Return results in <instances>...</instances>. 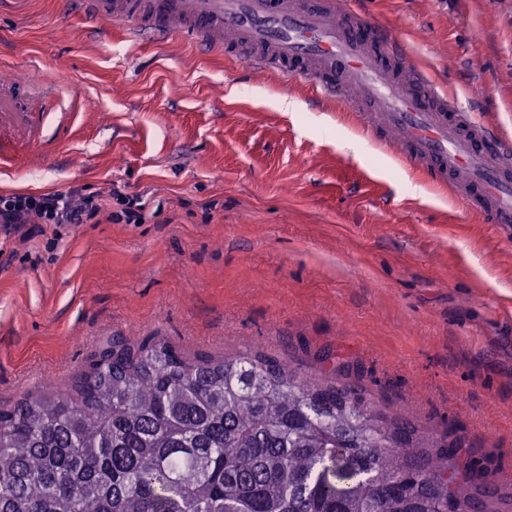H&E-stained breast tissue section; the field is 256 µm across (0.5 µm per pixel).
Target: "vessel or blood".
<instances>
[{"label": "vessel or blood", "instance_id": "obj_1", "mask_svg": "<svg viewBox=\"0 0 512 512\" xmlns=\"http://www.w3.org/2000/svg\"><path fill=\"white\" fill-rule=\"evenodd\" d=\"M89 18L131 19L132 39L180 34L212 49H247L252 68L283 83L306 78L324 97L365 99L370 127L394 138L399 155L476 212L512 226V143L473 118L420 68L404 61L389 29L340 0H82ZM28 111L0 94V133L26 127Z\"/></svg>", "mask_w": 512, "mask_h": 512}]
</instances>
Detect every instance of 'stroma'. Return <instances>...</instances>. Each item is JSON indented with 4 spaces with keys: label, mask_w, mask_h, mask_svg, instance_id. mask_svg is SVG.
<instances>
[{
    "label": "stroma",
    "mask_w": 512,
    "mask_h": 512,
    "mask_svg": "<svg viewBox=\"0 0 512 512\" xmlns=\"http://www.w3.org/2000/svg\"><path fill=\"white\" fill-rule=\"evenodd\" d=\"M353 2L512 138V0ZM16 85L47 136L0 160V194L116 185L145 220L0 245V410L68 390L115 336L258 351L426 440L454 432L488 468L490 512H512V230L308 80L181 36L131 41L66 0L0 8V89Z\"/></svg>",
    "instance_id": "stroma-1"
}]
</instances>
